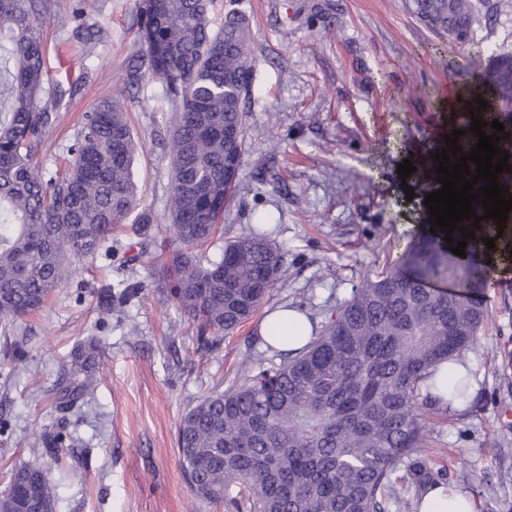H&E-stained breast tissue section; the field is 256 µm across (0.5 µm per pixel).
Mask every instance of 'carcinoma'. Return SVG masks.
Returning a JSON list of instances; mask_svg holds the SVG:
<instances>
[{"label":"carcinoma","mask_w":512,"mask_h":512,"mask_svg":"<svg viewBox=\"0 0 512 512\" xmlns=\"http://www.w3.org/2000/svg\"><path fill=\"white\" fill-rule=\"evenodd\" d=\"M210 0H140L135 71L160 84L177 118L167 141L172 175L170 224L163 250L168 297L196 325L208 352L259 309L282 282L287 257L249 227L203 262L196 249L220 230L239 181L224 164L243 165L245 100L258 63L246 16L234 9L212 28ZM49 0H0V327L8 332L41 311L51 292L95 256L140 208L132 166L139 143L124 106L102 101L85 115L67 148L69 163L40 160L59 104L74 86L49 81L41 28ZM417 17L462 48L470 44L473 0H413ZM70 38L86 22L72 9ZM497 108L512 110V57L490 79ZM435 229L407 245L381 271L324 313L320 330L298 352L249 366L242 380L210 395L180 420V464L202 502L224 512H418L412 488L427 444L426 420L441 398L422 385L436 366L475 351L487 314L480 292L491 268L459 257ZM448 281L452 291L433 288ZM141 281L101 287L103 312L120 311ZM78 361L93 382L92 352ZM36 494L56 512L39 459L16 470L0 512Z\"/></svg>","instance_id":"1"}]
</instances>
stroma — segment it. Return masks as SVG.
Segmentation results:
<instances>
[{"mask_svg":"<svg viewBox=\"0 0 512 512\" xmlns=\"http://www.w3.org/2000/svg\"><path fill=\"white\" fill-rule=\"evenodd\" d=\"M477 3L474 39L489 54L474 63L417 19L411 0H238L259 56L244 166L222 234L200 253L218 257L242 227L255 225L287 256L284 285L216 349L199 352L187 316L166 295L161 262L120 263L138 230L122 225L112 235L115 259H84L42 311L0 332V496L15 469L37 455L58 512H224L191 492L179 422L266 357L259 336L271 310L300 305L321 321L322 310L348 298L386 252H400L431 223L423 198L399 187L401 153L442 137L440 107L450 94L475 84L491 55H512V7ZM81 6L94 44L89 58L68 39L70 0H53L42 28L50 77L80 85L64 99L41 159L63 165L83 114L120 99L142 145L133 163L141 204L163 228L171 175L165 143L175 112L160 85L127 82L139 51L138 0ZM126 280L146 287L124 312L104 314L100 286ZM484 292L489 311L478 349L465 354L478 388L464 409L435 417L437 445L421 468L471 496L479 512H512V274H494ZM89 336L99 340L97 382L70 408L61 390L72 382L74 350ZM18 348L20 371L12 363ZM39 434L45 445L37 453ZM490 484L496 495L487 493Z\"/></svg>","mask_w":512,"mask_h":512,"instance_id":"obj_1","label":"stroma"}]
</instances>
